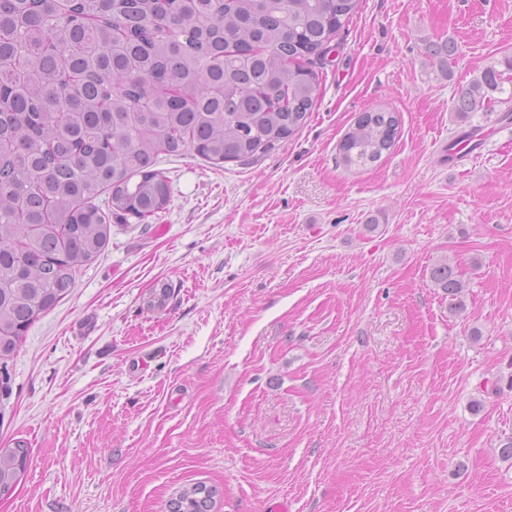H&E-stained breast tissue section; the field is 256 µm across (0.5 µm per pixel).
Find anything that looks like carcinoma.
<instances>
[{"mask_svg": "<svg viewBox=\"0 0 512 512\" xmlns=\"http://www.w3.org/2000/svg\"><path fill=\"white\" fill-rule=\"evenodd\" d=\"M359 3L0 0V405L24 334L72 292L111 221L165 209L160 157L244 165L297 134L318 92L315 67ZM427 54L447 62L457 47L431 43ZM511 80L486 68L454 111L512 98ZM399 129L395 112L361 113L339 145L343 161H380ZM430 279L452 301L465 288L446 262ZM29 459L23 441L0 448V496H13ZM218 494L194 484L167 512H214Z\"/></svg>", "mask_w": 512, "mask_h": 512, "instance_id": "1", "label": "carcinoma"}]
</instances>
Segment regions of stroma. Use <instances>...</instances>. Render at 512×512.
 <instances>
[{"label":"stroma","instance_id":"1","mask_svg":"<svg viewBox=\"0 0 512 512\" xmlns=\"http://www.w3.org/2000/svg\"><path fill=\"white\" fill-rule=\"evenodd\" d=\"M508 57L512 0H362L294 137L163 160L166 208L113 222L10 364L0 445L31 465L0 512H166L199 482L214 512H512V99L453 109ZM375 108L399 140L347 167ZM400 120L397 112L371 110L362 112L339 145L348 165L366 166L381 160L395 145ZM430 279L436 287L444 288L448 291L450 301L457 299L462 293L463 288H465L458 271L448 262H440L431 267Z\"/></svg>","mask_w":512,"mask_h":512}]
</instances>
